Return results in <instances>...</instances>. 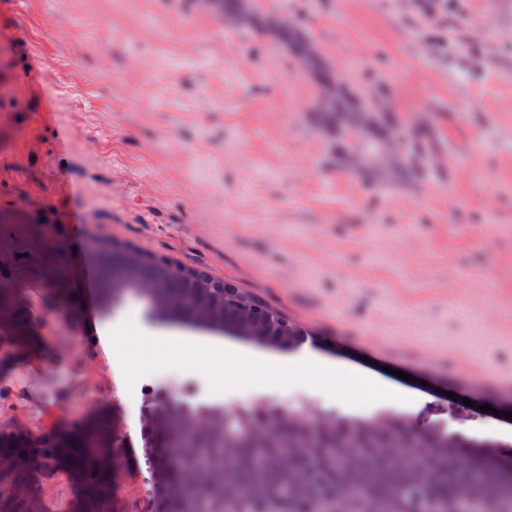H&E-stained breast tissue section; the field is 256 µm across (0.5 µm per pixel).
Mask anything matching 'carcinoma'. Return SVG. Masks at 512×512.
I'll list each match as a JSON object with an SVG mask.
<instances>
[{
    "mask_svg": "<svg viewBox=\"0 0 512 512\" xmlns=\"http://www.w3.org/2000/svg\"><path fill=\"white\" fill-rule=\"evenodd\" d=\"M250 28L285 44L309 72L322 70L300 53L299 44L307 39L303 32H275L262 18ZM367 109L374 112L376 126L400 139L401 152L386 170L365 167L358 173L374 182H402L427 172L432 158L428 129L388 124L378 93L341 78L333 89L322 90L318 103L323 125L346 144L356 113ZM99 276L106 305L140 282H152L147 300L160 321L281 349L287 337L306 335L281 314L267 320L269 307L232 283L132 248H102ZM243 305L254 311L250 323L240 321ZM147 407L146 436L152 437L156 418L166 433L160 446L148 448L152 512H424L430 498L440 512H512V460H502L498 452L504 444L473 441L425 418L422 434L411 444L431 449L428 472L403 467L388 451L381 425L401 428L408 421L401 414L357 420L328 413L321 438L311 426L293 420L318 415L305 407L199 411L177 397ZM124 442L104 416L83 417L68 429L24 439L1 428L0 512H42L35 484L46 471L63 473L82 486L73 512H117L110 459L113 446L122 448Z\"/></svg>",
    "mask_w": 512,
    "mask_h": 512,
    "instance_id": "carcinoma-1",
    "label": "carcinoma"
}]
</instances>
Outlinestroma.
<instances>
[{"instance_id": "35a3bbf8", "label": "stroma", "mask_w": 512, "mask_h": 512, "mask_svg": "<svg viewBox=\"0 0 512 512\" xmlns=\"http://www.w3.org/2000/svg\"><path fill=\"white\" fill-rule=\"evenodd\" d=\"M293 20L334 71L386 94L392 120L433 130L428 176L370 187L337 164L318 83L272 39L166 0L0 4V426L33 436L117 419L130 447L120 512H146V399L237 408L273 400L345 415H418L467 398L449 430L512 443V0H461L447 49L393 0H253ZM39 82L16 75L23 49ZM125 244L218 279L314 335L292 350L157 320L138 292L101 309L78 277ZM151 337L268 360L365 356L422 381L409 403L349 406L294 385L212 393L166 369L127 385L103 337ZM69 388L27 390L22 366ZM43 512L80 489L39 475Z\"/></svg>"}]
</instances>
